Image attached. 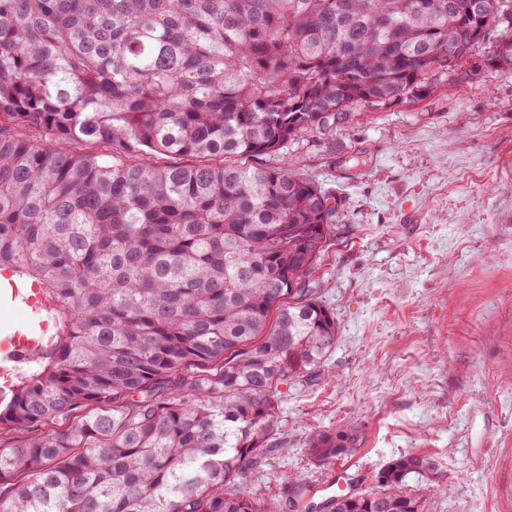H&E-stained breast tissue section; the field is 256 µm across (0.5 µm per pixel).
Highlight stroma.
Returning a JSON list of instances; mask_svg holds the SVG:
<instances>
[{
    "label": "stroma",
    "instance_id": "35a3bbf8",
    "mask_svg": "<svg viewBox=\"0 0 512 512\" xmlns=\"http://www.w3.org/2000/svg\"><path fill=\"white\" fill-rule=\"evenodd\" d=\"M284 159L337 202L317 294L338 339L320 380L283 397L252 493L316 512L407 454L448 485L425 512H512V68L360 109L260 162ZM350 425L356 452L311 458L313 435Z\"/></svg>",
    "mask_w": 512,
    "mask_h": 512
}]
</instances>
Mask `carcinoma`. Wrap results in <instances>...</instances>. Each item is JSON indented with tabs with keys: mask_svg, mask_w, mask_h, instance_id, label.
<instances>
[{
	"mask_svg": "<svg viewBox=\"0 0 512 512\" xmlns=\"http://www.w3.org/2000/svg\"><path fill=\"white\" fill-rule=\"evenodd\" d=\"M481 2L0 0V272L50 325L0 374V512H279L248 486L336 346L310 282L336 202L250 160L434 95L493 29L482 67H511ZM435 470L400 456L329 512H424Z\"/></svg>",
	"mask_w": 512,
	"mask_h": 512,
	"instance_id": "1",
	"label": "carcinoma"
}]
</instances>
